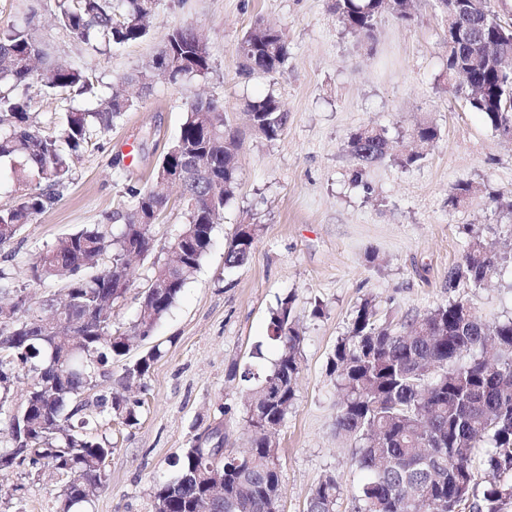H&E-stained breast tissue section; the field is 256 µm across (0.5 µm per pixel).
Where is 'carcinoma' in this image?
<instances>
[{"label":"carcinoma","instance_id":"cac0c4a2","mask_svg":"<svg viewBox=\"0 0 512 512\" xmlns=\"http://www.w3.org/2000/svg\"><path fill=\"white\" fill-rule=\"evenodd\" d=\"M159 0H56L58 24L96 49L137 41L148 33ZM385 11L402 21L414 18L411 0H336V16L359 40L374 39L377 18ZM458 23L479 27L474 36L448 52V77L457 67L472 66L474 88L465 89L470 108L483 115L492 131L512 135V81L494 66V60H512L509 33L487 0L473 3L471 13ZM249 74L279 72L288 59L284 33L261 21L236 46ZM46 59L44 43L30 28H0V83L14 86L39 83L47 90L78 95L91 91L81 68L71 64L40 67ZM211 69L207 45L191 26L173 28L154 58L151 69L117 80L112 93L98 99L92 110L69 108L58 132L44 134L31 121L32 100L0 94V160L10 161L18 184L27 187L19 203L0 209V225L22 229L60 198L70 176V159L91 137L112 129L134 100L151 93L157 80L177 84ZM248 119L268 142L283 133L288 112L268 93L245 104ZM417 140L433 144L439 131L419 122ZM180 155L185 176L176 185L185 205L187 222L179 236L186 241V263L163 291L147 294L148 309L137 313L129 335L150 337L197 271L211 244L214 224L238 185L241 142L224 124V104L198 97L191 102L180 134L171 144ZM358 165L355 180L374 162L391 158L402 168L415 164L420 153L397 152L383 128H360L347 141ZM475 193L469 182L455 184L448 205L455 208ZM135 204L125 213L104 217L103 225L59 238L31 263L34 281L67 279L69 302L64 319L72 338L55 342L52 331L30 327L29 311L15 314L6 333L19 337V346L0 354V409L12 398L5 368L32 374L25 399L26 421L9 416L8 446L0 448V472L23 464L56 470L64 481L62 512H85L100 485L99 464L112 454V442L94 433L98 418L116 416L130 424L135 410L113 395L83 396L97 387L100 370L123 357V334L112 332V322L99 325L104 304L115 303L112 281L128 278L130 263L124 246L136 242L151 250L153 204L166 207L169 197L154 189L133 192ZM122 222L118 233L106 229ZM257 225L241 239L234 236L224 253V265L246 263L257 237ZM111 254L109 269L96 271L102 255ZM507 256L480 236L471 237L463 263L450 271L449 285L464 280L477 288L499 272ZM293 300H282L272 312L269 338L278 343L279 357L253 386L259 394L274 391L272 402L248 407L252 427L246 456L224 457V499L213 512H271L278 491L273 441L265 427L282 425L294 406L295 381L300 371L302 338L292 316ZM161 356L129 364L147 378ZM330 374L343 394L336 411V432L353 441L351 460L360 474L355 512H505L512 505V319L484 323L461 299H451L423 313L400 319L380 315L371 300L355 310L347 335L341 337L330 361ZM26 424L29 448L16 454L21 424ZM179 477L156 482L152 502L166 503L169 512H194L193 503L207 491L208 461L198 449L188 448L176 458ZM340 483L328 474L311 493L307 512H335Z\"/></svg>","mask_w":512,"mask_h":512}]
</instances>
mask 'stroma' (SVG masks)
Returning a JSON list of instances; mask_svg holds the SVG:
<instances>
[{"instance_id": "1", "label": "stroma", "mask_w": 512, "mask_h": 512, "mask_svg": "<svg viewBox=\"0 0 512 512\" xmlns=\"http://www.w3.org/2000/svg\"><path fill=\"white\" fill-rule=\"evenodd\" d=\"M55 0H0V27L29 22L54 60L82 68L99 94L116 79L143 70L172 27L192 25L207 42L213 70L178 84L157 83L109 132L94 136L70 161V180L53 207L0 247L9 273L30 307L59 296L64 281H31L33 258L58 238L131 208L128 191L153 180L176 139L193 99L212 96L243 140L238 187L215 224L209 250L151 337L113 361L109 390L126 362L159 347L143 387L133 388L137 421L111 420L105 478L88 512H151L154 482L177 475L172 462L208 432L224 435V451L249 446L245 382L238 372L264 373L277 357L268 337L271 313L293 297L302 336L301 369L292 412L277 435L281 512H306L310 494L329 474L343 492L336 512H353L359 474L351 444L336 434L341 394L329 374L334 347L354 310L371 299L380 311L423 313L463 297L489 324L512 317V269L484 286L448 285L470 236L482 231L498 249H512V139L489 128L448 80V27L435 0H415V20L390 13L376 37L360 41L338 22L335 0H161L140 41L89 48L53 21ZM280 26L290 55L280 72L245 75L235 52L256 21ZM274 94L288 125L274 142L247 126L246 100ZM440 132L423 160L403 168L384 159L355 181L349 135L364 126L385 128L394 145H410L420 121ZM476 186L458 207L448 193L458 182ZM186 222L178 194L153 226L154 248L132 264L133 283L112 309V324L128 328L158 261ZM259 228L249 262L224 266L238 225ZM321 315H314V308ZM61 483L20 466L0 478V512H60Z\"/></svg>"}]
</instances>
